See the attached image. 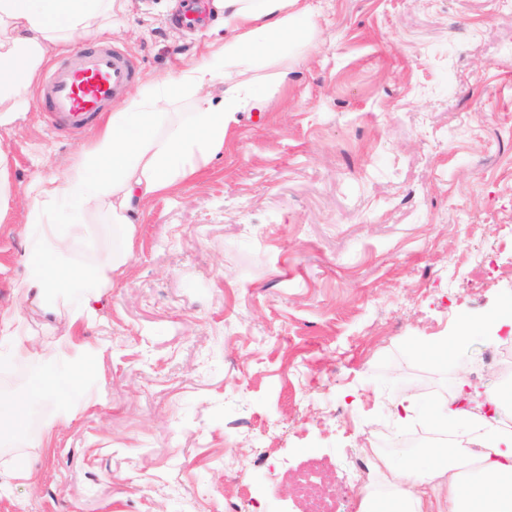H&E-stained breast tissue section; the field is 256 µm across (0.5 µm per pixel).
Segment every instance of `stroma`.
Here are the masks:
<instances>
[{"label": "stroma", "instance_id": "obj_1", "mask_svg": "<svg viewBox=\"0 0 512 512\" xmlns=\"http://www.w3.org/2000/svg\"><path fill=\"white\" fill-rule=\"evenodd\" d=\"M178 2L112 13L101 40L133 59L137 85L174 80L230 35L215 0H199L193 31L173 23ZM309 2L313 41L259 72L263 108L139 215L84 331L100 401L30 449L32 479L0 481V512H305L294 478L311 468L336 512H357L355 462L377 432L436 436L458 380L504 383L474 366L488 318L512 308V0ZM95 130L59 133L35 107L0 130L14 186L0 310L41 336L71 329L21 300L25 190L62 177ZM460 332L456 361L414 349ZM407 394L420 413L400 428L391 404Z\"/></svg>", "mask_w": 512, "mask_h": 512}]
</instances>
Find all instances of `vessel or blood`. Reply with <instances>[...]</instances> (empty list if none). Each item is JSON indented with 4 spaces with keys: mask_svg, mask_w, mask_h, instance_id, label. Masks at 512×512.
Segmentation results:
<instances>
[{
    "mask_svg": "<svg viewBox=\"0 0 512 512\" xmlns=\"http://www.w3.org/2000/svg\"><path fill=\"white\" fill-rule=\"evenodd\" d=\"M135 76L134 63L124 52L90 43L69 62L49 71L37 105L57 126L78 130L95 123Z\"/></svg>",
    "mask_w": 512,
    "mask_h": 512,
    "instance_id": "obj_1",
    "label": "vessel or blood"
}]
</instances>
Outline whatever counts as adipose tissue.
<instances>
[{"instance_id":"1","label":"adipose tissue","mask_w":512,"mask_h":512,"mask_svg":"<svg viewBox=\"0 0 512 512\" xmlns=\"http://www.w3.org/2000/svg\"><path fill=\"white\" fill-rule=\"evenodd\" d=\"M117 0H0V129L30 110L29 91L49 55L67 48L79 32L101 34ZM229 39L207 61L174 81L155 82L125 100L97 130L80 160L62 177L39 178L31 200L18 261L26 269L22 296L46 313L65 314L71 326L94 320L116 276L131 257L134 217L154 197L175 191L223 153L224 138L245 109L264 97L254 78L262 66L308 43L314 34L305 0H221ZM223 82L220 100L204 90ZM191 98L187 112H172L174 95ZM106 212L112 249L80 261L77 242L86 219ZM100 351L78 336L38 339L26 321L0 310V425L7 447L17 449L9 476H30L26 449L44 448L50 432L30 433L28 412L51 401L54 419L70 423L78 407H91ZM33 369L20 386L13 371ZM439 435L406 458L381 456L387 479L382 496L366 492L358 512H512V430L488 435L476 413L437 407Z\"/></svg>"}]
</instances>
